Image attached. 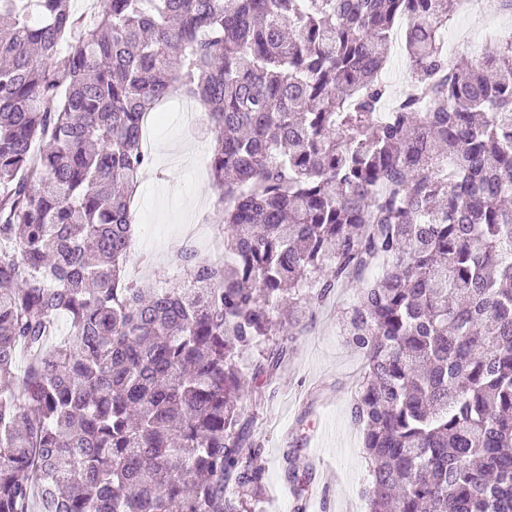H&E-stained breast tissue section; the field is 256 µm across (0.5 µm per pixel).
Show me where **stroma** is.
I'll use <instances>...</instances> for the list:
<instances>
[{"label":"stroma","mask_w":512,"mask_h":512,"mask_svg":"<svg viewBox=\"0 0 512 512\" xmlns=\"http://www.w3.org/2000/svg\"><path fill=\"white\" fill-rule=\"evenodd\" d=\"M152 163L136 195L135 247L128 266L134 276L171 279L186 243L183 225L218 223L217 195L207 175L213 136L206 108L194 116L173 99L162 122L149 132ZM355 292L347 283L304 321L294 336L278 379L261 397L245 396L241 419L262 444L265 462L263 512H292L293 500L282 495L281 465L292 452L298 468L320 457L336 473L330 488V512H367L364 495L371 462L350 408L363 365L361 354L346 342L344 310Z\"/></svg>","instance_id":"stroma-1"}]
</instances>
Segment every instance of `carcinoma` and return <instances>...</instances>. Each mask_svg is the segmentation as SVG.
<instances>
[{
    "label": "carcinoma",
    "mask_w": 512,
    "mask_h": 512,
    "mask_svg": "<svg viewBox=\"0 0 512 512\" xmlns=\"http://www.w3.org/2000/svg\"><path fill=\"white\" fill-rule=\"evenodd\" d=\"M104 2L0 0V512H259L241 400L349 279L368 512H512V39L448 61L458 0ZM178 92L224 264L186 245L183 282L134 285L143 123ZM397 36L395 54L390 57L387 67V81L392 97H398L401 94L403 85V73L406 70L407 59L403 50L402 31H395Z\"/></svg>",
    "instance_id": "1"
}]
</instances>
